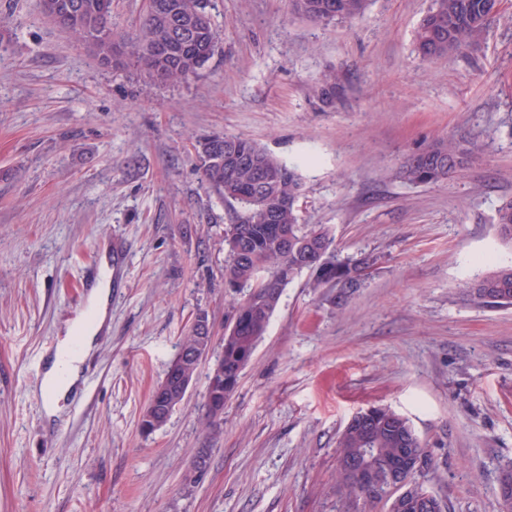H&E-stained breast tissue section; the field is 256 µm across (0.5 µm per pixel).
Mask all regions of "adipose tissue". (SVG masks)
<instances>
[{"label":"adipose tissue","mask_w":512,"mask_h":512,"mask_svg":"<svg viewBox=\"0 0 512 512\" xmlns=\"http://www.w3.org/2000/svg\"><path fill=\"white\" fill-rule=\"evenodd\" d=\"M112 289V273L109 267H102L95 288L88 297L91 319H77L71 334L59 342L55 357L45 373L41 393L49 412H56L62 401L75 388L80 379L81 367L96 345L107 326L108 298Z\"/></svg>","instance_id":"obj_1"}]
</instances>
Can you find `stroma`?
<instances>
[{
	"label": "stroma",
	"instance_id": "1",
	"mask_svg": "<svg viewBox=\"0 0 512 512\" xmlns=\"http://www.w3.org/2000/svg\"><path fill=\"white\" fill-rule=\"evenodd\" d=\"M430 0H371L363 19L317 24L293 0H210L213 58L159 85L103 66L39 0H0V512H345L336 438L360 409L407 417L446 512H501L512 467V307L458 289L512 264L493 226L512 196V7L433 63L414 50ZM336 73L335 95L323 96ZM256 141L297 165L301 223L376 259L346 302L301 274L224 405L201 421L224 351L230 213L200 179L194 144ZM483 152L448 181L396 171L436 137ZM127 249L128 285L55 416L40 385L102 239ZM214 331L183 403L139 423L199 314ZM208 447L203 472L197 451Z\"/></svg>",
	"mask_w": 512,
	"mask_h": 512
}]
</instances>
